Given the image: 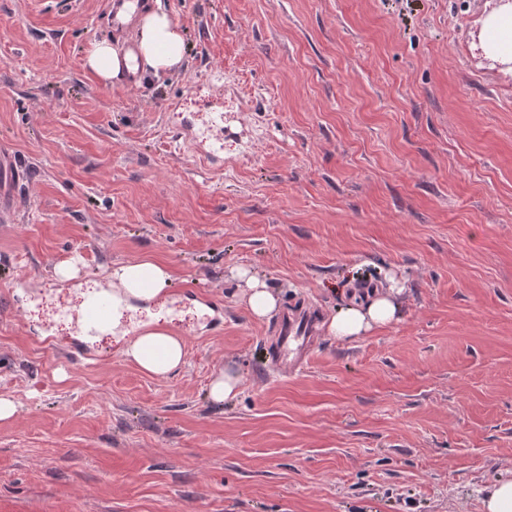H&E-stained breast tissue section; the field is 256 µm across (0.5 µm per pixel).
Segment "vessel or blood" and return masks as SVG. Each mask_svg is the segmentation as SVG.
<instances>
[{
  "label": "vessel or blood",
  "mask_w": 512,
  "mask_h": 512,
  "mask_svg": "<svg viewBox=\"0 0 512 512\" xmlns=\"http://www.w3.org/2000/svg\"><path fill=\"white\" fill-rule=\"evenodd\" d=\"M143 0H106L104 20L108 28L120 31L126 25L128 15L139 9ZM17 177L15 158L0 150V215L8 216L14 209L13 183ZM112 312L111 295H103L79 310L75 317L80 328H95L109 323ZM317 315L309 305L299 304L284 308L274 324L276 342L270 352V364L274 368L296 369L301 366L315 348Z\"/></svg>",
  "instance_id": "b4317fda"
}]
</instances>
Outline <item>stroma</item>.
<instances>
[{"instance_id": "35a3bbf8", "label": "stroma", "mask_w": 512, "mask_h": 512, "mask_svg": "<svg viewBox=\"0 0 512 512\" xmlns=\"http://www.w3.org/2000/svg\"><path fill=\"white\" fill-rule=\"evenodd\" d=\"M166 76L103 84L104 0H0V512H483L512 471V68L492 0H158ZM78 258L75 277L54 273ZM153 257L184 365L75 333L81 293ZM244 266L327 324L398 280V321L273 370ZM71 340L70 356L48 345ZM230 371L237 394L212 402ZM504 4L490 13L481 30V46L491 59L512 61V1L499 0ZM17 179L15 158L4 150H0V215L9 216L14 209L15 196L13 183Z\"/></svg>"}]
</instances>
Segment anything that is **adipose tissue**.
<instances>
[{
	"label": "adipose tissue",
	"mask_w": 512,
	"mask_h": 512,
	"mask_svg": "<svg viewBox=\"0 0 512 512\" xmlns=\"http://www.w3.org/2000/svg\"><path fill=\"white\" fill-rule=\"evenodd\" d=\"M134 34V52H120L111 40L92 44L85 58L86 67L101 81L109 83L131 71L144 77H157L180 65L184 42L180 27L160 7L145 5L128 17ZM481 46L491 59L512 61V4L490 13L480 34ZM234 275L243 282L242 299L258 318L266 317L278 306V299L266 283L244 267ZM172 283L169 269L156 261L117 263L108 275L112 289V310L120 312L128 299L150 301L166 293ZM401 288L392 285L369 301H353L334 315L327 325L330 335L351 340L396 320L400 310ZM126 356L142 371L165 377L185 363L182 337L171 334L158 321H150L125 349Z\"/></svg>",
	"instance_id": "1"
}]
</instances>
